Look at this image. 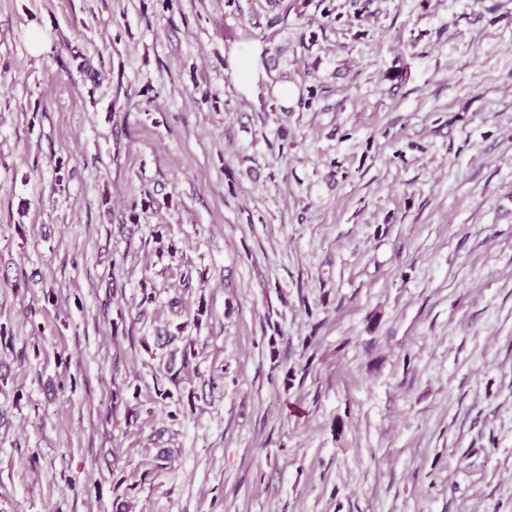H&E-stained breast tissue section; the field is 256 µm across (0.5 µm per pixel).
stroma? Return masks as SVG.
Masks as SVG:
<instances>
[{
	"label": "stroma",
	"mask_w": 512,
	"mask_h": 512,
	"mask_svg": "<svg viewBox=\"0 0 512 512\" xmlns=\"http://www.w3.org/2000/svg\"><path fill=\"white\" fill-rule=\"evenodd\" d=\"M120 499L512 512V0H0V512Z\"/></svg>",
	"instance_id": "1"
}]
</instances>
